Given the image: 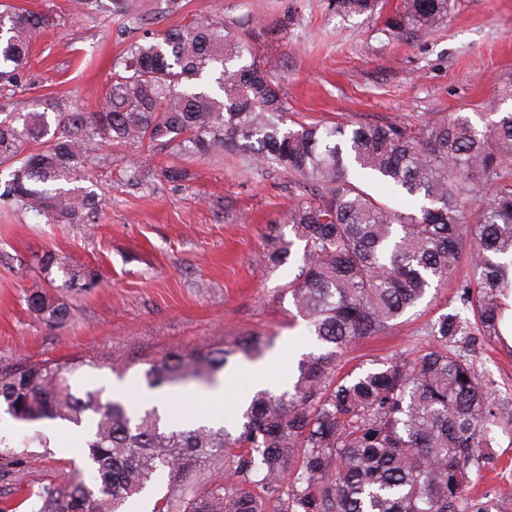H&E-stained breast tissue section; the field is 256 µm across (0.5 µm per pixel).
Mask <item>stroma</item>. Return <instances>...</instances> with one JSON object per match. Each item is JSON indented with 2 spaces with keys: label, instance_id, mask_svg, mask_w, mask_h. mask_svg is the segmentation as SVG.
<instances>
[{
  "label": "stroma",
  "instance_id": "35a3bbf8",
  "mask_svg": "<svg viewBox=\"0 0 512 512\" xmlns=\"http://www.w3.org/2000/svg\"><path fill=\"white\" fill-rule=\"evenodd\" d=\"M43 14L47 25L32 44L28 78L14 102L35 94L62 98L94 112L108 93L112 65L144 34L185 26L220 13L226 25L248 30V41L278 83L290 111L310 120L403 124L436 112H460L476 127L484 104L512 87V0H451L436 29L400 35L388 19L400 0H380L374 14L347 16L335 0H128L136 23L113 17L100 25L75 10L74 0H10ZM141 188L102 177V209L93 224H48L36 212L0 205V370L25 360L74 363L73 383L120 386L125 400L160 399L142 372L172 348L224 343L246 335L273 338L264 358H231L225 375L224 424L257 383L292 389L301 353L313 343L292 318L287 268L266 261L270 238L288 233L283 219L295 201L285 172L252 169L237 155L185 159L143 152ZM186 169L172 182L162 168ZM54 252L59 265L39 259ZM95 269L100 281L86 293L63 289V268ZM62 297L71 309L61 328L36 321L27 293ZM454 286L429 291L391 335L353 343L345 368L419 345V327L445 310ZM497 383L500 407L512 411V347L488 343L474 354ZM68 447L32 445L35 460L22 481L0 478V502L31 512L30 488L68 478L81 461V436L58 431Z\"/></svg>",
  "mask_w": 512,
  "mask_h": 512
}]
</instances>
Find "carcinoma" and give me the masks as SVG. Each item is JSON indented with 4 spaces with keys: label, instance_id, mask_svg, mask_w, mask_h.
I'll list each match as a JSON object with an SVG mask.
<instances>
[{
    "label": "carcinoma",
    "instance_id": "1",
    "mask_svg": "<svg viewBox=\"0 0 512 512\" xmlns=\"http://www.w3.org/2000/svg\"><path fill=\"white\" fill-rule=\"evenodd\" d=\"M379 0H336L347 15L372 14ZM450 0H401L391 29L429 30L448 19ZM47 18L0 3V88L20 81ZM243 37L209 16L132 43L113 72L101 110L36 95L16 110L0 93V166L10 164L0 200L47 224H92L101 202L90 179L104 147L233 153L249 166L273 162L294 178L297 202L272 238L267 261L288 266L296 316L314 350L302 355L293 392L256 391L235 426H168L158 408L78 393L75 364L24 362L0 371V403L22 422L83 429V467L62 484L30 491L39 512H120L167 479L152 512H499L498 495L471 492L472 473L492 464L496 429L512 428L478 370L475 337L500 339L512 291V111L488 102L489 121L437 112L419 124L327 125L288 119V103ZM56 117L51 126L49 114ZM420 201L403 212L364 185ZM302 253L293 252L295 242ZM458 280L455 304L420 335L434 346L381 358L336 375L355 340L390 332L427 291ZM62 287L99 283L89 267L64 269ZM38 321L65 323L68 304L34 291ZM265 346L242 336L222 347L171 349L147 362L150 390L215 384L237 354ZM27 440L0 437V472L31 463Z\"/></svg>",
    "mask_w": 512,
    "mask_h": 512
}]
</instances>
